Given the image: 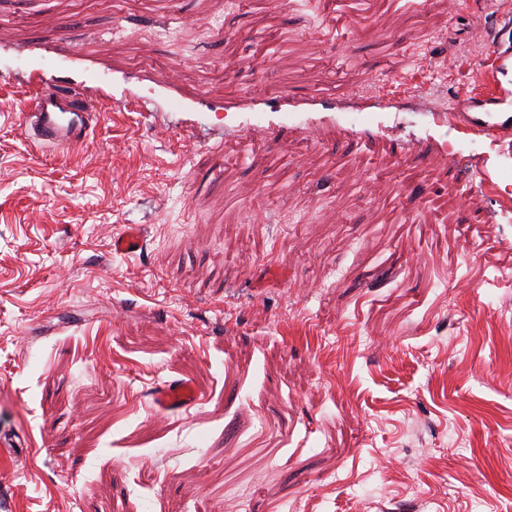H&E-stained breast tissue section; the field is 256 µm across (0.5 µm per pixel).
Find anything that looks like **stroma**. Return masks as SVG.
Listing matches in <instances>:
<instances>
[{"mask_svg": "<svg viewBox=\"0 0 512 512\" xmlns=\"http://www.w3.org/2000/svg\"><path fill=\"white\" fill-rule=\"evenodd\" d=\"M510 19L0 0V512H512V210L460 186L512 132L421 102L491 91ZM58 84L102 112L46 151ZM101 108L63 87L40 90L33 104L19 113L29 138L42 149L84 142L100 118ZM138 225H130L129 230L115 237L112 241L113 250L120 254H129L142 247L143 238ZM134 247V250H131ZM153 409L160 414H178L198 402L197 392L184 379H170L159 385L151 395Z\"/></svg>", "mask_w": 512, "mask_h": 512, "instance_id": "obj_1", "label": "stroma"}]
</instances>
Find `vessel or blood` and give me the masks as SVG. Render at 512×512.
<instances>
[{
    "mask_svg": "<svg viewBox=\"0 0 512 512\" xmlns=\"http://www.w3.org/2000/svg\"><path fill=\"white\" fill-rule=\"evenodd\" d=\"M466 125L487 132L512 128V95H473L457 106L454 114ZM100 118L98 105L63 87L40 90L33 104L19 114V121L29 138L44 149L73 146L87 139ZM154 410L177 414L193 407L197 392L184 379H170L151 395Z\"/></svg>",
    "mask_w": 512,
    "mask_h": 512,
    "instance_id": "obj_1",
    "label": "vessel or blood"
}]
</instances>
